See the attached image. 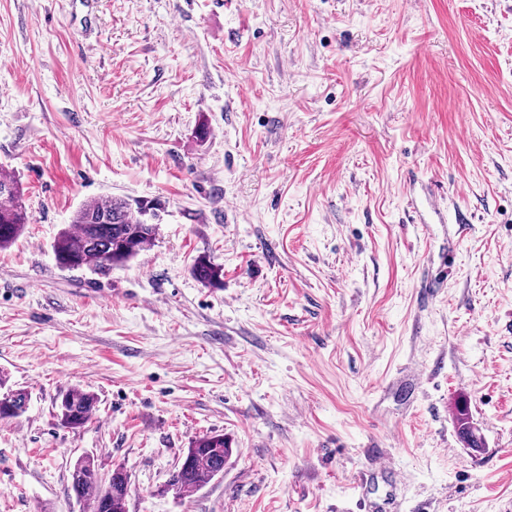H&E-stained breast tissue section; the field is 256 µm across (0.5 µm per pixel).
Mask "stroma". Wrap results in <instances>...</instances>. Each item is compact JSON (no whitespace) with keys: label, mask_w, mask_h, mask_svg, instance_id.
I'll use <instances>...</instances> for the list:
<instances>
[{"label":"stroma","mask_w":512,"mask_h":512,"mask_svg":"<svg viewBox=\"0 0 512 512\" xmlns=\"http://www.w3.org/2000/svg\"><path fill=\"white\" fill-rule=\"evenodd\" d=\"M1 167L0 512H88L86 452L128 512H373L380 455L398 512H512V0H0ZM108 196L163 205L154 246L60 269ZM210 432L223 474L163 492ZM26 224L29 215L20 184L12 172L0 171V248L17 240ZM193 275L211 288H220L224 285V269L211 261L210 257L199 256L193 266ZM97 404L98 399L93 393L74 388L61 395L57 403V417L65 427L81 428L88 423ZM94 454L80 456L74 463L70 472L71 483L77 481L82 485V494L79 499L92 509V512H127L126 502L129 491L130 478L124 469V477L112 478V472L106 481L111 480L108 488L102 490L99 483V464Z\"/></svg>","instance_id":"35a3bbf8"}]
</instances>
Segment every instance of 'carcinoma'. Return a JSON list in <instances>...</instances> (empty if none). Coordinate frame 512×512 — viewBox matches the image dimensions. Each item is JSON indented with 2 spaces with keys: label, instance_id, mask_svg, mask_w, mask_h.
<instances>
[{
  "label": "carcinoma",
  "instance_id": "1",
  "mask_svg": "<svg viewBox=\"0 0 512 512\" xmlns=\"http://www.w3.org/2000/svg\"><path fill=\"white\" fill-rule=\"evenodd\" d=\"M158 211L154 204L121 197L85 201L73 214L71 225L54 239L52 250L57 266L65 270L86 269L101 276L109 274L113 268L127 264L153 246L159 233ZM28 223L29 215L16 176L0 171V248L17 240ZM192 273L211 288L224 287V268L205 255L195 260ZM10 399L11 405L0 406V421L24 413L29 395L17 390ZM97 404L93 393L74 388L61 395L57 417L65 427L81 428L88 423ZM456 420L468 444L480 447L465 406L458 407ZM228 452L222 434L196 439L183 456V467L175 482L165 491L181 496L200 489L223 473ZM70 478L82 485L79 501L92 512H127L129 475L116 476L107 489H101L99 464L94 455L87 453L75 461Z\"/></svg>",
  "mask_w": 512,
  "mask_h": 512
}]
</instances>
